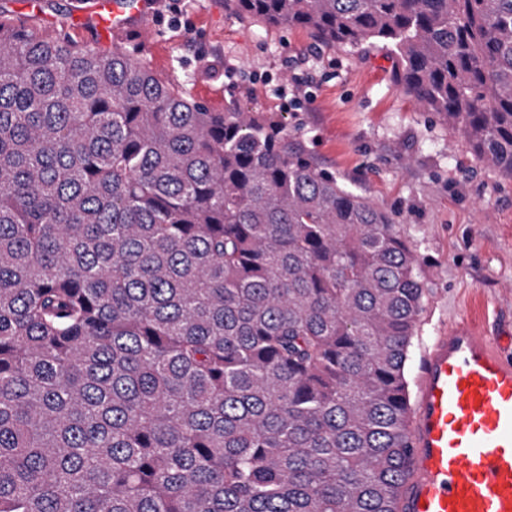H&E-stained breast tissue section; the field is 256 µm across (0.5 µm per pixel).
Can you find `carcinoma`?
I'll list each match as a JSON object with an SVG mask.
<instances>
[{
	"label": "carcinoma",
	"instance_id": "1",
	"mask_svg": "<svg viewBox=\"0 0 512 512\" xmlns=\"http://www.w3.org/2000/svg\"><path fill=\"white\" fill-rule=\"evenodd\" d=\"M512 177V0H224ZM424 266L265 112L0 12V512H397Z\"/></svg>",
	"mask_w": 512,
	"mask_h": 512
}]
</instances>
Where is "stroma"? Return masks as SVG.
I'll return each mask as SVG.
<instances>
[{
	"label": "stroma",
	"mask_w": 512,
	"mask_h": 512,
	"mask_svg": "<svg viewBox=\"0 0 512 512\" xmlns=\"http://www.w3.org/2000/svg\"><path fill=\"white\" fill-rule=\"evenodd\" d=\"M0 0V10L99 48L139 47L140 57L212 111L273 112L320 168L391 213L424 260V310L405 374L418 375L435 328L459 314L512 348V179L483 167L452 127L392 79L378 46L318 43L305 30L238 16L224 0H158L148 27L81 30L75 0ZM301 82L296 108L279 92Z\"/></svg>",
	"instance_id": "stroma-1"
}]
</instances>
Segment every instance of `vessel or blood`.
<instances>
[{
    "instance_id": "vessel-or-blood-1",
    "label": "vessel or blood",
    "mask_w": 512,
    "mask_h": 512,
    "mask_svg": "<svg viewBox=\"0 0 512 512\" xmlns=\"http://www.w3.org/2000/svg\"><path fill=\"white\" fill-rule=\"evenodd\" d=\"M151 8L150 0H91L75 14L118 27ZM407 437L400 512H512V359L468 317L426 347Z\"/></svg>"
}]
</instances>
